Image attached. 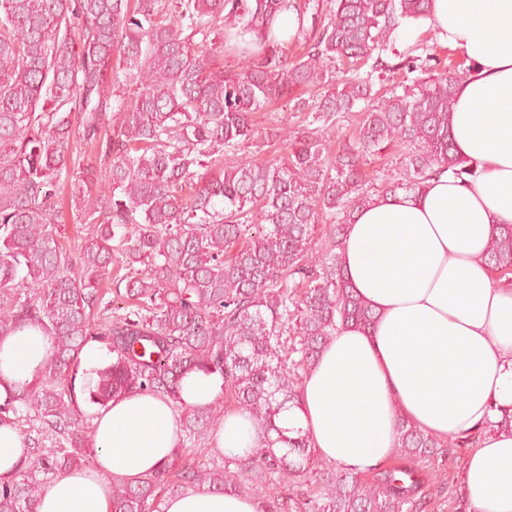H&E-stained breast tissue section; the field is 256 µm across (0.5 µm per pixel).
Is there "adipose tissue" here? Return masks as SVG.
Returning <instances> with one entry per match:
<instances>
[{
    "mask_svg": "<svg viewBox=\"0 0 512 512\" xmlns=\"http://www.w3.org/2000/svg\"><path fill=\"white\" fill-rule=\"evenodd\" d=\"M464 56L448 134L477 165L474 180L446 173L419 193L377 196L348 225L340 252L373 329L336 332L304 378L283 428L308 433L316 451L347 471L388 459L406 422L445 439L512 414V284L486 261L498 225L512 224V0H431L420 25ZM53 357L50 336L27 326L0 338V402ZM220 375L196 371L180 403L135 392L96 413L94 462L54 480L37 512H111L113 480H139L168 460L181 407L211 403ZM212 447L235 458L257 445L255 421L226 413ZM467 512H512V430L485 434L460 473ZM163 512H262L259 501L190 489Z\"/></svg>",
    "mask_w": 512,
    "mask_h": 512,
    "instance_id": "adipose-tissue-1",
    "label": "adipose tissue"
}]
</instances>
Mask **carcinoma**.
<instances>
[{"mask_svg": "<svg viewBox=\"0 0 512 512\" xmlns=\"http://www.w3.org/2000/svg\"><path fill=\"white\" fill-rule=\"evenodd\" d=\"M429 5L0 0V336L34 325L54 344L50 365L0 404V419L32 416L60 443L26 448L0 483V512H36L55 478L90 462L68 375L96 336L112 350L88 388L102 407L129 392L177 400L193 371L224 379L221 398L183 410L170 460L134 483L112 480V512H162L189 488L252 497L263 512H425L442 486L440 461L476 447L481 432L441 440L402 422L396 464L364 478L277 421L336 331L373 323L341 264L354 214L381 193L418 191L436 172L476 176L448 137L460 71L426 43L388 61L401 21L426 17ZM286 11L298 23L294 60L273 30ZM226 52L240 57L233 74L212 64ZM440 65L434 79L414 76ZM375 73L392 82L376 104ZM114 79L134 90L112 98ZM300 87L321 90L291 98L316 127L283 139L273 161L242 151L254 114ZM362 102L356 135L331 150L325 128ZM77 137L98 147L104 169L70 181L88 226L73 253L57 198ZM391 144L401 148L398 171L379 188L362 168ZM116 252L129 273L109 299L101 284ZM487 253L509 278L511 224ZM226 408L252 416L259 447L233 459L194 452ZM306 477L307 495L284 499L281 489Z\"/></svg>", "mask_w": 512, "mask_h": 512, "instance_id": "carcinoma-1", "label": "carcinoma"}]
</instances>
